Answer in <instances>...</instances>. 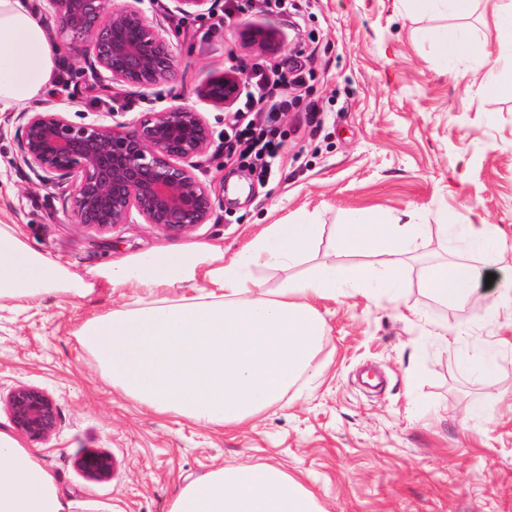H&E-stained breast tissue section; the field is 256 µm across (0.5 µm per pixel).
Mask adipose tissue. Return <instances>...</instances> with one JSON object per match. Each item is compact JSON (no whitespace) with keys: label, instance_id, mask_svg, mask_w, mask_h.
Segmentation results:
<instances>
[{"label":"adipose tissue","instance_id":"ef3b65f1","mask_svg":"<svg viewBox=\"0 0 512 512\" xmlns=\"http://www.w3.org/2000/svg\"><path fill=\"white\" fill-rule=\"evenodd\" d=\"M500 53L463 38L454 29L435 31L449 50L479 57L488 74L512 66V0L493 15ZM59 51L28 0H0V112L42 96L52 81ZM427 230L390 215L352 217L340 225L334 247L373 251L379 268L323 264L302 277L262 287L255 273L306 258L324 235L310 217L271 224L233 258L218 245L160 248L148 258L111 263L91 278L44 257L0 225V301H36L47 295L86 299L97 288H131L132 302L79 330L113 389L160 416L202 426L235 427L278 404L305 374L327 335L320 300L352 293L395 299L404 255ZM441 237L490 252L498 231L483 224H440ZM474 272L440 266L423 286L440 301L467 304ZM181 287L179 297L167 291ZM0 512H68L53 476L12 433L0 431ZM169 512H323L295 476L272 465L227 463L179 486Z\"/></svg>","mask_w":512,"mask_h":512}]
</instances>
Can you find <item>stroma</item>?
<instances>
[{
    "mask_svg": "<svg viewBox=\"0 0 512 512\" xmlns=\"http://www.w3.org/2000/svg\"><path fill=\"white\" fill-rule=\"evenodd\" d=\"M496 3L475 0L470 14L457 16L414 15L405 0H297L298 15L287 18L264 0H239L230 24L224 0L186 17L174 0H145L179 56L171 83L152 89L102 90L83 46L61 43L70 64L56 67L59 87L42 100L74 121L111 112L129 122L182 101L203 112L213 143L198 174L219 196L207 223L177 237L150 224L101 236L75 223L65 189L17 169L16 114L0 112V222L80 274L175 242L219 245L229 259L268 225L302 215L324 225L325 238L297 265L257 271L265 287L324 263L377 264L375 254L331 246L335 226L356 213L499 231L494 256L430 232L404 258L401 305L359 294L319 301L328 322L315 358L320 374L239 428L161 418L113 390L76 333L128 302L130 289L1 303L0 393L34 385L55 400L56 432L23 445L53 475L69 512H168L180 484L226 463L301 477L325 512H512V320L443 303L422 286L428 269L447 264L493 274L477 284L481 299L512 290V95L484 87L478 60L448 56L431 37L454 28L497 51ZM242 27L273 32L274 46L244 45ZM300 57L312 61L315 78L279 122L283 149L261 183L224 152L231 105L214 106L196 91L229 70L285 67ZM438 326L449 342L433 336ZM489 345L496 367L475 377L466 362ZM88 451L112 457L111 479L84 474L78 461Z\"/></svg>",
    "mask_w": 512,
    "mask_h": 512,
    "instance_id": "obj_1",
    "label": "stroma"
}]
</instances>
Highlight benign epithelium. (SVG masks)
Instances as JSON below:
<instances>
[{
	"label": "benign epithelium",
	"instance_id": "benign-epithelium-1",
	"mask_svg": "<svg viewBox=\"0 0 512 512\" xmlns=\"http://www.w3.org/2000/svg\"><path fill=\"white\" fill-rule=\"evenodd\" d=\"M59 32L85 47L90 67L112 88H150L172 80L176 53L143 0H46ZM243 43L265 49L273 35L245 28ZM242 74L231 70L209 79L198 96L218 106L238 97ZM19 166L53 186H71L74 221L98 235L120 224L142 221L171 235L207 223L216 189L196 173L212 143L202 113L187 103L143 112L132 122L74 123L64 112L34 106L15 118ZM14 429L32 441L58 427L54 399L42 388L19 385L3 399ZM79 467L93 480L112 477V457L88 452Z\"/></svg>",
	"mask_w": 512,
	"mask_h": 512
}]
</instances>
